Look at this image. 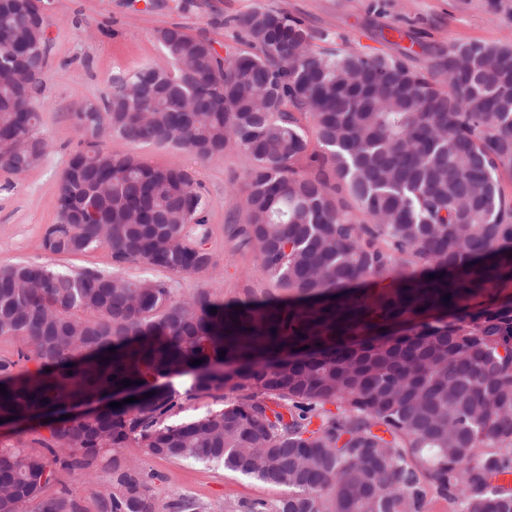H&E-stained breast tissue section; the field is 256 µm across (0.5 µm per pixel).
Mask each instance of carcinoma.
<instances>
[{"label":"carcinoma","mask_w":512,"mask_h":512,"mask_svg":"<svg viewBox=\"0 0 512 512\" xmlns=\"http://www.w3.org/2000/svg\"><path fill=\"white\" fill-rule=\"evenodd\" d=\"M48 0H0V170L40 139ZM244 48L222 58L180 25L157 31L169 60L112 79L91 134L252 162L231 239L250 247L268 288L180 300L167 282L216 267L206 198L191 174L130 156L86 154L83 199L62 176L42 246L106 245L113 270L0 267V512L46 488L112 469L100 512H160L139 457L222 464L287 493L226 512H512V304L445 316L512 285V45L455 43L426 69L316 36L258 6L235 18ZM450 298H444V295ZM200 360L194 366L192 361ZM32 362L35 369L17 370ZM234 365L222 374L213 365ZM137 401L77 419L56 410L107 390ZM228 391L220 409L179 420L182 398ZM335 406V410L328 406ZM50 438L40 437V430ZM42 512H82L67 492Z\"/></svg>","instance_id":"1"}]
</instances>
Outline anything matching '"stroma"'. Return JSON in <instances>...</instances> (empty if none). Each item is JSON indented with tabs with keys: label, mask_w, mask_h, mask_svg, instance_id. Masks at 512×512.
Listing matches in <instances>:
<instances>
[{
	"label": "stroma",
	"mask_w": 512,
	"mask_h": 512,
	"mask_svg": "<svg viewBox=\"0 0 512 512\" xmlns=\"http://www.w3.org/2000/svg\"><path fill=\"white\" fill-rule=\"evenodd\" d=\"M182 11L180 0H50L48 63L40 102L39 134L47 147L41 163L20 175L0 171V267L19 262L61 270L108 271V247L72 256H57L41 246L46 227L58 219L61 177L77 149L80 136L73 124L75 108L100 102L117 75L145 66L168 67L156 40L159 29L177 23L188 32L213 41L221 56L239 47L234 17L255 7L283 11L303 21L314 34H338L372 52L408 53L417 69L430 65L432 55L457 41L512 43V0H503L499 14H491L488 0H195ZM405 35L392 45L382 38L389 28ZM104 148L131 155L155 167L189 171L201 185L207 202V248L219 262L204 275L174 276L177 298L207 288L229 297L235 288L267 286L252 250L228 240L232 194L240 190L251 166L238 151L206 159L158 145H132L103 138ZM144 471L157 474L154 488L160 502L188 499L197 512H224L253 500L275 502L281 489L229 471L217 464L142 458Z\"/></svg>",
	"instance_id": "obj_1"
}]
</instances>
